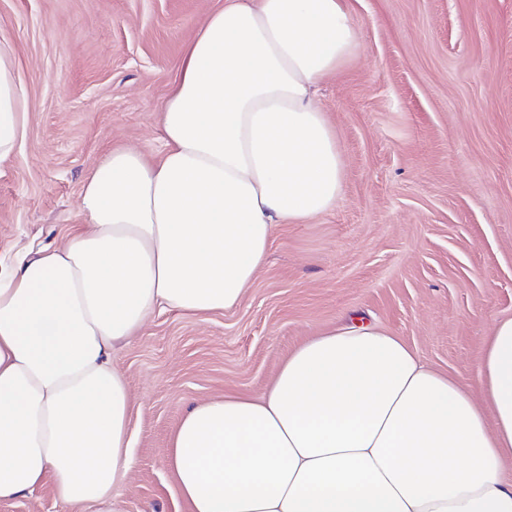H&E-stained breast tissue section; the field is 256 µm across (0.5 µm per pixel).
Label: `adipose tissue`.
<instances>
[{"label":"adipose tissue","instance_id":"1","mask_svg":"<svg viewBox=\"0 0 512 512\" xmlns=\"http://www.w3.org/2000/svg\"><path fill=\"white\" fill-rule=\"evenodd\" d=\"M359 44L351 0H224L188 44L154 162L112 150L64 245L0 260V499L51 484L123 512L131 395L112 353L154 312L242 300L274 228L344 190L317 85ZM28 112L0 41V162ZM482 400L399 337L345 324L258 396L188 406L165 451L188 512H512V317L484 344Z\"/></svg>","mask_w":512,"mask_h":512}]
</instances>
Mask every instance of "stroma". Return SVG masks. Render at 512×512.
<instances>
[{
  "label": "stroma",
  "mask_w": 512,
  "mask_h": 512,
  "mask_svg": "<svg viewBox=\"0 0 512 512\" xmlns=\"http://www.w3.org/2000/svg\"><path fill=\"white\" fill-rule=\"evenodd\" d=\"M224 0H0L29 112L0 163V257L60 246L115 148L163 151L184 53ZM356 53L320 84L344 191L275 228L239 305L153 313L113 363L132 396L124 512H187L164 460L185 408L257 396L307 339L354 321L479 396L512 316V0H352Z\"/></svg>",
  "instance_id": "1"
}]
</instances>
